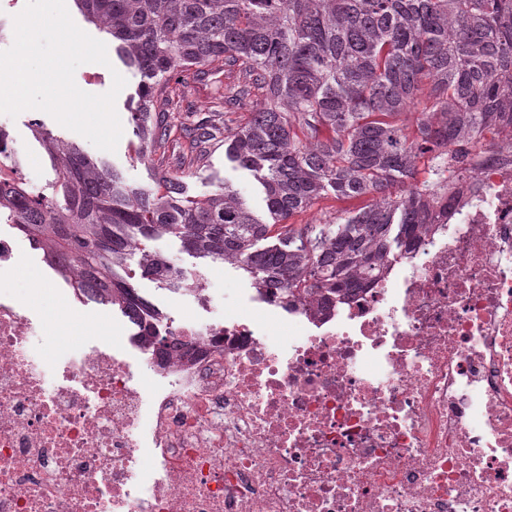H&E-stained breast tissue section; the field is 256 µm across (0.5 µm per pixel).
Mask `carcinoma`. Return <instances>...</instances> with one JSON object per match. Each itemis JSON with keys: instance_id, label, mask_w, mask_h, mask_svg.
Segmentation results:
<instances>
[{"instance_id": "1", "label": "carcinoma", "mask_w": 512, "mask_h": 512, "mask_svg": "<svg viewBox=\"0 0 512 512\" xmlns=\"http://www.w3.org/2000/svg\"><path fill=\"white\" fill-rule=\"evenodd\" d=\"M140 75L131 121L167 158L166 82L224 73V129L200 120L173 169L130 184L106 162L32 125L62 199L0 178V224H17L53 261L75 257L71 287L118 306L149 336L158 312L138 276L193 291L150 243L243 270L290 306L379 279L433 213L448 208L446 169L477 139L512 130V0H74ZM416 136L400 117L424 87ZM224 134V158L263 190L265 216L224 183L185 196L183 180ZM429 158L428 178L419 163ZM370 198L325 224L289 219L321 199Z\"/></svg>"}]
</instances>
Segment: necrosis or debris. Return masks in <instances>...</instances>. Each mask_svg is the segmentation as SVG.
<instances>
[{"label": "necrosis or debris", "mask_w": 512, "mask_h": 512, "mask_svg": "<svg viewBox=\"0 0 512 512\" xmlns=\"http://www.w3.org/2000/svg\"><path fill=\"white\" fill-rule=\"evenodd\" d=\"M450 183L381 279L287 308L254 287L220 321L200 288L166 351L103 336L54 266L81 341L32 348L29 237L1 224L0 512H512V145Z\"/></svg>", "instance_id": "obj_1"}]
</instances>
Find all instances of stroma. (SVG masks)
<instances>
[{
	"instance_id": "1",
	"label": "stroma",
	"mask_w": 512,
	"mask_h": 512,
	"mask_svg": "<svg viewBox=\"0 0 512 512\" xmlns=\"http://www.w3.org/2000/svg\"><path fill=\"white\" fill-rule=\"evenodd\" d=\"M120 70L127 84L116 99V110L123 127V136L116 151L102 152L83 136L59 125L50 115L38 110H26L17 117L3 116L0 122L6 123L10 134L17 140L20 150V177L26 178L40 187H47L56 179L49 157L42 145L32 135V123H41L54 135L77 144L93 157L105 158L111 165L119 168L126 179L135 185L149 186L154 182V173L160 164L159 157L144 161L137 156L138 142L129 122L130 98L134 95L139 75L124 68L119 59H112L110 66L88 63L77 68L74 79L77 86L91 94L106 93L112 86L113 70ZM221 91L219 83L194 80L192 73H184L182 80H171L167 94L172 101L171 110L177 113L180 122L189 126L201 118H209L216 125H223L224 115L217 106ZM228 183L240 191L256 211H263L262 190L257 181L247 172L234 168L224 157L223 142L209 147L206 164L186 178L187 196L201 199L210 194L215 186ZM153 250L169 258L179 267L184 276L197 278L205 275L210 279L209 286L213 294L210 317L223 318L224 304L239 295L242 288L248 287L247 277L228 264H209L181 252L176 241L160 239L152 242ZM13 293L30 304L39 305L52 319L51 324L32 339L33 347L52 348L64 343H74L75 338L70 326V318L64 307L58 304L56 293L48 281L45 270L37 264L25 263L19 268L11 283Z\"/></svg>"
}]
</instances>
